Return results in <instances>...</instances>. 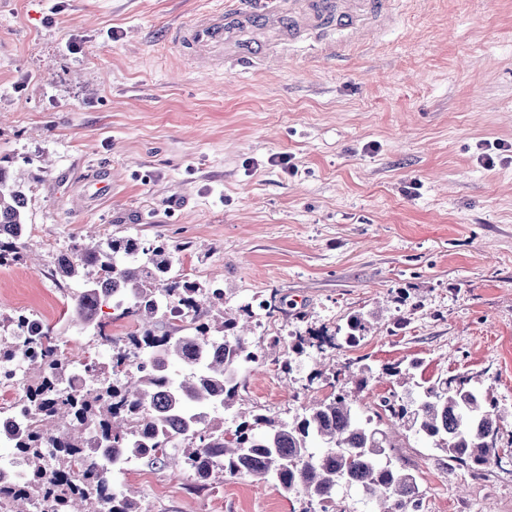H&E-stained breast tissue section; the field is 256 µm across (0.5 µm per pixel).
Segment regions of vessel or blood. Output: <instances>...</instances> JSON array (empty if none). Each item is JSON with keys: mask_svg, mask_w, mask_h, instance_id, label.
Instances as JSON below:
<instances>
[{"mask_svg": "<svg viewBox=\"0 0 512 512\" xmlns=\"http://www.w3.org/2000/svg\"><path fill=\"white\" fill-rule=\"evenodd\" d=\"M395 0H259L256 8L240 4L197 20L189 29H176L174 43L189 41L211 52L213 59L248 60L252 69L265 66L260 54H248L244 36L261 29L277 33L279 41L292 42L304 35L322 34L339 26L355 34L392 16Z\"/></svg>", "mask_w": 512, "mask_h": 512, "instance_id": "vessel-or-blood-1", "label": "vessel or blood"}]
</instances>
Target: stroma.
Segmentation results:
<instances>
[{"instance_id":"1","label":"stroma","mask_w":512,"mask_h":512,"mask_svg":"<svg viewBox=\"0 0 512 512\" xmlns=\"http://www.w3.org/2000/svg\"><path fill=\"white\" fill-rule=\"evenodd\" d=\"M224 2L0 0V165L25 174L37 247L0 267V321L29 311L71 360H107L70 318L80 283L57 258L92 231L162 238L225 308L287 301L274 320L255 313L252 344L282 339L241 372L255 413L288 421L329 394L314 353L292 352L296 332L378 309L334 359L378 371L360 407L395 385L383 368L417 359L424 377L487 389L512 443V163L479 158L481 144H512V0H398L365 40L331 28L277 45L257 72L170 40ZM283 154L296 171L274 164ZM393 455L424 512H512L511 460L475 476L413 435ZM116 482L143 512L305 507L257 476L203 484L144 459Z\"/></svg>"}]
</instances>
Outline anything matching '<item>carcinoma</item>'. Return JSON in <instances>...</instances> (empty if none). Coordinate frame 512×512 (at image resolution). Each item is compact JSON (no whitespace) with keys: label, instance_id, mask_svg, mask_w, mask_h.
I'll list each match as a JSON object with an SVG mask.
<instances>
[{"label":"carcinoma","instance_id":"obj_1","mask_svg":"<svg viewBox=\"0 0 512 512\" xmlns=\"http://www.w3.org/2000/svg\"><path fill=\"white\" fill-rule=\"evenodd\" d=\"M26 208L18 178L0 166V266L24 262L33 248ZM58 270L84 283L71 307L81 329L110 342L108 323L99 317L105 306L121 311L134 329L108 362H91L81 377L47 325L24 312L9 319L11 332L0 334V365L14 368L30 414L9 440L26 482L0 485V512H34L46 499L54 512H141L134 493L112 483V473L138 457L162 468L188 465L202 479L216 468L271 479L309 505L334 504L339 490L355 488L375 499L380 512H418L417 478L391 454L403 431L463 467L502 463L501 409L464 374L422 379L403 393L391 389L362 418L347 385L360 391L374 372L347 362L332 371L329 395L305 406L302 417L249 418L239 408L240 423L228 431L219 410L235 406L240 368L264 352L246 338L248 322L224 311L221 289L179 273L174 250L162 239L112 235L75 243L59 256ZM171 304L193 335L157 333ZM377 318L373 311L358 313L333 330L310 329L297 347L329 359L336 349L358 345ZM174 361L186 366L179 379L171 375ZM177 440L185 447L172 454Z\"/></svg>","mask_w":512,"mask_h":512}]
</instances>
